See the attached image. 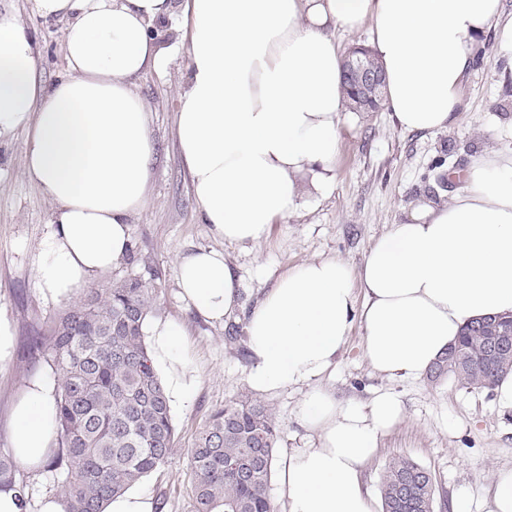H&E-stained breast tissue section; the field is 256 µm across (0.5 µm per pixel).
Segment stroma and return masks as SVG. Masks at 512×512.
<instances>
[{"mask_svg": "<svg viewBox=\"0 0 512 512\" xmlns=\"http://www.w3.org/2000/svg\"><path fill=\"white\" fill-rule=\"evenodd\" d=\"M0 11L16 14L38 48V72L44 83L65 71V21H46L31 0H0ZM187 65L178 48L163 72L149 71L136 91L151 111L155 151L151 163V197L133 219L132 256L99 276L97 287H110L133 271L150 267L155 276L152 314L176 318L188 331L187 355L200 375L190 401L172 410L177 450L161 471L141 482L150 491L154 512H192V471L188 448L215 408L249 391L250 360L244 341H227L243 331L245 320L279 276L304 262L334 256L359 269L375 241L389 225L400 223L420 201H450L461 183L449 178L471 159L512 151V47L489 34L486 51L468 71L462 110L453 123L434 133L407 132L389 111L354 112L342 129L336 157V182L324 197L304 195L299 209L273 224L268 236L247 245L215 240L201 224L191 180L176 137L177 92ZM25 134L0 144V312L12 321L16 346L0 367V451L9 446L8 413L26 382L44 373L42 354L30 340L46 334L62 308L45 302L35 279V259L48 228L50 205L22 173ZM202 248L223 252L237 278L239 308L214 323L189 308L177 284L179 255ZM364 331L354 324L336 367L321 380L340 398H368L393 389L405 406L400 424L382 438L378 456L362 469V484L379 496L381 476L392 459L408 457L431 469L437 482L435 512H451L459 494L479 497L489 490L498 470L512 468V412H500L493 392L465 389L453 381H391L377 374L363 352ZM281 428L278 455L307 448L313 434L300 426V392L264 395Z\"/></svg>", "mask_w": 512, "mask_h": 512, "instance_id": "stroma-1", "label": "stroma"}]
</instances>
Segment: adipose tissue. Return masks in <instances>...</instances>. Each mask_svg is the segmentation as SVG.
<instances>
[{
  "instance_id": "1",
  "label": "adipose tissue",
  "mask_w": 512,
  "mask_h": 512,
  "mask_svg": "<svg viewBox=\"0 0 512 512\" xmlns=\"http://www.w3.org/2000/svg\"><path fill=\"white\" fill-rule=\"evenodd\" d=\"M47 21L66 20V70L47 85L36 46L12 12H0V140L25 131L24 173L49 201V230L35 261L45 302L67 303L122 263L130 224L150 197L149 109L134 80L170 62L158 38L177 28L188 63L177 139L198 216L211 236L254 243L301 205L329 194L344 122L343 56L336 30L370 23L398 127L436 132L462 104L470 62L488 32L512 46L502 0H32ZM188 306L221 322L238 307L222 253L201 249L177 264ZM512 313V154L478 156L450 202L421 204L391 225L360 271L328 256L282 274L250 313L248 382L262 393L302 391L301 426L316 443L278 464L287 512H379L361 482L383 435L404 416L389 389L340 400L323 388L354 323L375 372L415 381L476 318ZM145 340L170 407L200 377L183 324L149 318ZM57 381L29 380L9 411L16 464L42 467L56 448ZM452 512H512V468L480 500Z\"/></svg>"
}]
</instances>
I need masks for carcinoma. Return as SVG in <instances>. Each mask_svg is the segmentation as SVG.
<instances>
[{
	"instance_id": "carcinoma-1",
	"label": "carcinoma",
	"mask_w": 512,
	"mask_h": 512,
	"mask_svg": "<svg viewBox=\"0 0 512 512\" xmlns=\"http://www.w3.org/2000/svg\"><path fill=\"white\" fill-rule=\"evenodd\" d=\"M353 110L378 112L383 98H365L346 84ZM153 279L138 273L109 288H89L35 336L58 376V452L47 463L61 470L68 512H102L105 500L160 470L176 452V433L164 389L144 340L153 306ZM486 316L467 325L455 343L459 355H442L427 373L465 388L492 390L512 374V353L484 362ZM280 440L272 409L249 394L214 410L189 449L193 512H273L268 493ZM28 495L13 457L0 452V488ZM382 512H435L436 481L425 466L391 460L381 478Z\"/></svg>"
}]
</instances>
